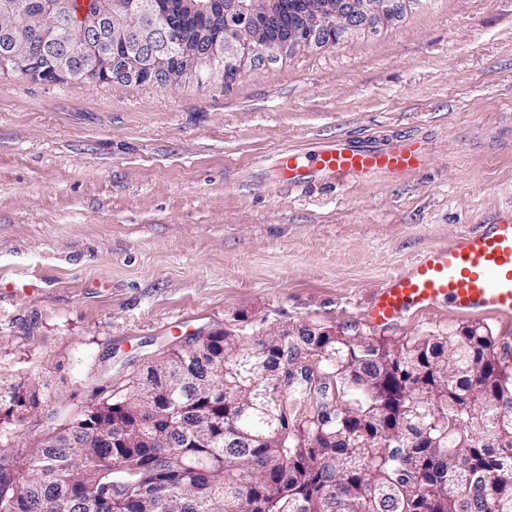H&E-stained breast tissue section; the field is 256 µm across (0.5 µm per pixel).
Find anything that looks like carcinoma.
Masks as SVG:
<instances>
[{"instance_id": "cac0c4a2", "label": "carcinoma", "mask_w": 512, "mask_h": 512, "mask_svg": "<svg viewBox=\"0 0 512 512\" xmlns=\"http://www.w3.org/2000/svg\"><path fill=\"white\" fill-rule=\"evenodd\" d=\"M22 13L0 0V75L26 55L44 82L108 83L110 68L83 49L89 32L112 59L124 49L205 52L195 4L177 0L167 27L145 14L116 16L90 0L92 30L67 26L41 0ZM69 63L54 74L57 60ZM269 336L253 353L238 328L207 336L198 365L184 345L18 457L0 444V512H512V372L495 360L481 325L446 339L392 347L306 328ZM224 361L219 375L213 361ZM301 361L336 383L330 412L307 384L278 382ZM0 378V424L39 405L37 386Z\"/></svg>"}]
</instances>
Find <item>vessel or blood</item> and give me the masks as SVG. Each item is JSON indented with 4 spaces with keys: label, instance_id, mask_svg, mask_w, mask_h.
<instances>
[{
    "label": "vessel or blood",
    "instance_id": "obj_1",
    "mask_svg": "<svg viewBox=\"0 0 512 512\" xmlns=\"http://www.w3.org/2000/svg\"><path fill=\"white\" fill-rule=\"evenodd\" d=\"M422 162L415 142L380 144L352 138L285 154L283 186L299 189L317 177L340 187L356 177L410 172ZM442 302L459 314L512 320V209L502 211L495 223L416 258L406 271L391 276L368 318L383 325Z\"/></svg>",
    "mask_w": 512,
    "mask_h": 512
}]
</instances>
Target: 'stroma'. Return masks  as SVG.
<instances>
[{"mask_svg": "<svg viewBox=\"0 0 512 512\" xmlns=\"http://www.w3.org/2000/svg\"><path fill=\"white\" fill-rule=\"evenodd\" d=\"M420 141L416 172L284 192L279 156ZM512 207V0L174 87L0 77V375L38 383L15 454L186 336L313 325L398 346L491 317L375 327L387 278Z\"/></svg>", "mask_w": 512, "mask_h": 512, "instance_id": "1", "label": "stroma"}]
</instances>
